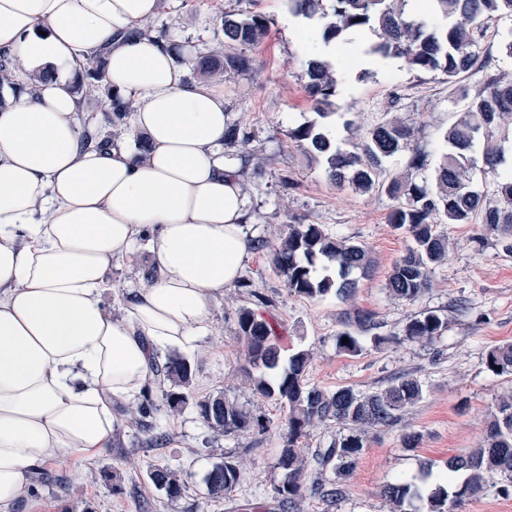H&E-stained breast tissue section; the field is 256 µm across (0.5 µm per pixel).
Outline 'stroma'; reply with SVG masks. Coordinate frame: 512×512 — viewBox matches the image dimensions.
<instances>
[{"label": "stroma", "mask_w": 512, "mask_h": 512, "mask_svg": "<svg viewBox=\"0 0 512 512\" xmlns=\"http://www.w3.org/2000/svg\"><path fill=\"white\" fill-rule=\"evenodd\" d=\"M185 15L170 11L153 19V30L182 51L186 79L199 78L206 58L244 57L243 70L223 69L213 81L223 84L224 101L248 140L242 188L253 216L249 235L277 243L292 224H318L333 236L364 246L376 261L373 275L361 280L348 302L336 298L312 301L289 292L271 268L267 252H252L243 278L245 287L225 289L214 305V323L200 347L188 351L195 374L191 405L178 415L166 410L163 391L151 386L157 406L154 433L126 428V406L116 409L123 428L112 446L90 460L67 465L45 464L53 480L36 486L7 512H278L274 487L281 478L275 461L283 445L287 412L275 401L252 392L242 372L246 348L236 339V315L247 306L262 314L280 340L283 355L309 351L307 380L324 390L343 387L368 393L385 387L395 374L407 372L422 380L426 393L391 428L371 427L367 445L346 481V496L327 508L316 496L305 495L300 512H390L383 495L387 482L399 475L418 474L421 463L443 465L449 456L480 446L491 410L499 395L512 390V379L493 375L485 365L489 349L512 343V257L494 246L477 247L472 224H438L449 238L448 258L435 267L430 288L416 301L387 296L384 285L392 265L411 240L388 224L393 206L386 195H359L337 187L322 165L311 162L288 133L315 116L306 85L305 58L299 41L287 28L295 18L287 0H186ZM264 15L269 35L257 46L230 41L224 18L234 14ZM512 33V17L490 20L475 51L485 69L465 76L472 90L483 86L485 74L512 81V58L499 51L501 36ZM341 80L337 113L329 120L337 139H347L346 116L361 129L396 118L419 130L418 147L429 166L443 151L442 135L455 118L453 88L439 72L409 70L402 60L359 65L348 50L336 55ZM372 313L382 344H367L356 356L337 351L343 310ZM434 310L449 319L448 329L431 343L401 340L414 315ZM223 395L238 399L269 423L265 432L221 434L204 424L197 401ZM347 431L328 421L312 426L296 447L309 458L305 484L335 480L334 468H318L312 458ZM420 433L419 448L405 450L404 432ZM231 456L240 470L236 488L211 497L204 478L212 464ZM153 466L177 470L185 483L181 498L167 499L148 480Z\"/></svg>", "instance_id": "1"}]
</instances>
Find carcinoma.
<instances>
[{
  "label": "carcinoma",
  "mask_w": 512,
  "mask_h": 512,
  "mask_svg": "<svg viewBox=\"0 0 512 512\" xmlns=\"http://www.w3.org/2000/svg\"><path fill=\"white\" fill-rule=\"evenodd\" d=\"M323 0H288L289 10L297 17L312 20L322 14L326 22L309 32L312 43L341 46L350 31L367 29L375 39L364 48L373 58H400L419 72L439 71L454 87L461 103L455 119L444 134L446 151L434 172L426 174L427 156L414 147L416 130L395 121L372 128L357 150L342 148L324 120L336 109V69L320 55L306 59L307 91L317 118L289 131V138L303 147L307 156L321 160L329 176L339 186L354 192L384 193L396 205L388 222L408 235L412 244L393 263L385 282L388 295L405 301L418 299L430 286L434 266L448 253V237L437 232L435 219L444 217L450 224H480L483 233L497 237L501 252L512 256V173H498L504 161L501 146L493 143V134L501 128L505 116H512V82L489 76L483 88L471 92L463 75L477 68L473 51L476 35L495 17L512 16V0H430L428 21L396 9L394 4L408 0H331L332 12L323 10ZM269 21L259 14L226 16L224 34L243 45H259L268 36ZM102 69L93 64L85 70L87 86L102 93L115 122L120 123L129 103L112 98L101 84ZM413 150L403 175H392L386 163L399 154ZM479 170L493 176L492 193L473 187L471 174ZM254 248L270 251V263L283 278L289 291L311 300L335 297L349 300L360 279L374 267L368 250L327 234L318 224H290L288 233L276 245L264 240ZM343 329L336 334V349L358 355L365 340H384L375 333L379 323L370 313L344 312ZM238 339L248 352L245 370L252 390L288 409L284 444L279 450L276 468L281 482L274 487L280 512H295L304 492L306 461L295 443L317 422L336 421L349 432L337 438L331 447L315 454L316 463L326 467L336 462V481L314 482L310 491L333 507L345 496V482L351 476L355 460L365 447L367 426L392 427L404 412L424 397V384L409 373L391 379L384 388L369 393L352 388L334 392L311 385L306 379L310 353L301 350L282 360V348L268 322L249 307L237 311ZM448 329V318L435 310H424L412 317L403 329L407 341L433 340ZM347 343H342V338ZM495 376L512 377V344L491 348L485 359ZM159 387L171 413H179L189 404V387L194 364L181 355H171L156 366ZM207 426L221 433L264 431L268 425L243 405L223 396L196 403ZM499 474L501 492L512 494V394L502 395L491 414L482 444L462 455L448 457L444 468L424 471L419 476H399L387 483L383 493L392 504V512H461L465 502L480 494L487 477ZM148 480L167 498L177 499L185 491L180 476L169 467H152ZM239 481L236 464L230 457L216 462L205 476L208 493L219 497L233 491Z\"/></svg>",
  "instance_id": "carcinoma-1"
}]
</instances>
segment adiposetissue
Instances as JSON below:
<instances>
[{
    "mask_svg": "<svg viewBox=\"0 0 512 512\" xmlns=\"http://www.w3.org/2000/svg\"><path fill=\"white\" fill-rule=\"evenodd\" d=\"M181 6L0 0V51L49 75L0 90V507L33 469L111 447L116 406L139 400L155 354L208 335L250 258L224 87L185 80L146 28ZM97 59L110 93L137 101L131 137L84 139L73 78ZM141 245L149 280L112 314V268Z\"/></svg>",
    "mask_w": 512,
    "mask_h": 512,
    "instance_id": "adipose-tissue-1",
    "label": "adipose tissue"
}]
</instances>
